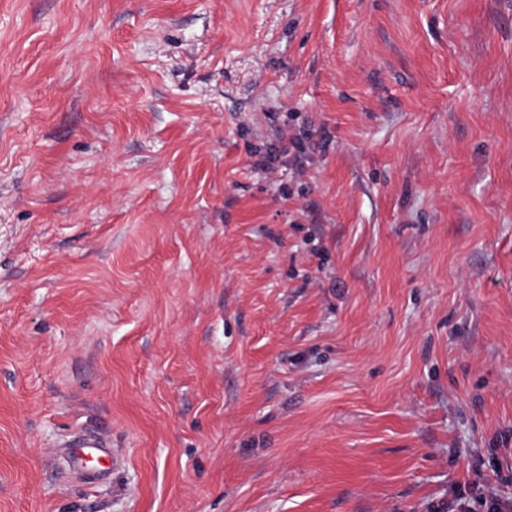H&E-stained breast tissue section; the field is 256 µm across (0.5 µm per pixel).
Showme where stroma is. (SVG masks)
Returning a JSON list of instances; mask_svg holds the SVG:
<instances>
[{
	"label": "stroma",
	"mask_w": 512,
	"mask_h": 512,
	"mask_svg": "<svg viewBox=\"0 0 512 512\" xmlns=\"http://www.w3.org/2000/svg\"><path fill=\"white\" fill-rule=\"evenodd\" d=\"M78 430L108 481L67 474ZM491 488L512 0H0V512ZM67 469L73 474H83L93 468L100 474L116 470L119 458L112 443L92 434H80L70 439L65 447Z\"/></svg>",
	"instance_id": "obj_1"
}]
</instances>
